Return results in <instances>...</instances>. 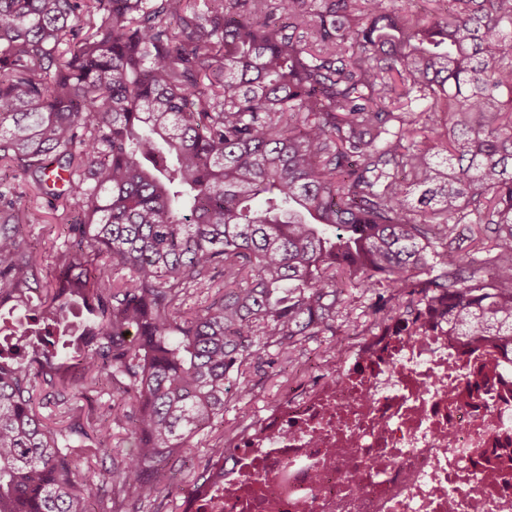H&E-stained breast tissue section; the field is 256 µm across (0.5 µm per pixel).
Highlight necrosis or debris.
I'll return each mask as SVG.
<instances>
[{
	"mask_svg": "<svg viewBox=\"0 0 512 512\" xmlns=\"http://www.w3.org/2000/svg\"><path fill=\"white\" fill-rule=\"evenodd\" d=\"M210 512H512V346L437 312L361 337L238 441Z\"/></svg>",
	"mask_w": 512,
	"mask_h": 512,
	"instance_id": "1",
	"label": "necrosis or debris"
}]
</instances>
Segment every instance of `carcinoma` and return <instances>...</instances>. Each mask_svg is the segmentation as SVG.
Segmentation results:
<instances>
[{
    "instance_id": "1",
    "label": "carcinoma",
    "mask_w": 512,
    "mask_h": 512,
    "mask_svg": "<svg viewBox=\"0 0 512 512\" xmlns=\"http://www.w3.org/2000/svg\"><path fill=\"white\" fill-rule=\"evenodd\" d=\"M433 2L0 0V172L31 192L0 190V512L211 506L225 406L347 288L382 289L378 329L440 305L512 345V0ZM48 216H50L49 223L35 224L30 228L31 238L34 239L33 241L39 242L38 248L40 250V253L43 256H45V259H50L46 258V256L54 251L51 248L52 242L57 241L56 245H58V243L63 242L64 240V237L60 236V229L58 228V226H55L57 224H60L59 220L52 218V214ZM459 230H461L459 238L454 242L453 246L458 250L459 253L469 255L471 259H474L472 268L478 270V273H482L480 269L482 267L481 260L486 257V252H476L473 249V241L476 232V225L474 224H462Z\"/></svg>"
}]
</instances>
